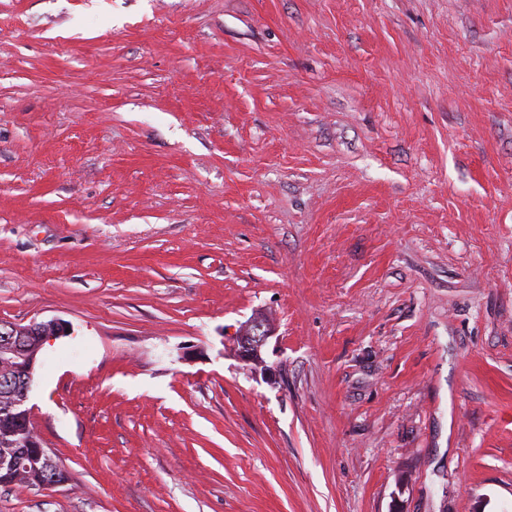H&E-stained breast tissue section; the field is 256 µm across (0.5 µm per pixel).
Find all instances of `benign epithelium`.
<instances>
[{"label": "benign epithelium", "mask_w": 512, "mask_h": 512, "mask_svg": "<svg viewBox=\"0 0 512 512\" xmlns=\"http://www.w3.org/2000/svg\"><path fill=\"white\" fill-rule=\"evenodd\" d=\"M62 333L64 326L59 321L33 323L26 327L12 325L0 329V347L9 350L21 360V363L14 367L15 381L22 391L21 405H26L33 380L34 360L28 357V352L32 349H42L49 338ZM271 336L273 330L270 322L259 314L253 316L241 325L236 334L235 356L240 361L254 366L264 365L261 349Z\"/></svg>", "instance_id": "benign-epithelium-1"}]
</instances>
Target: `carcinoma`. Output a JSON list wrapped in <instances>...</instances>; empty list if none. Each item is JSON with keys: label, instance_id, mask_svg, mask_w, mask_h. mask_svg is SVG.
<instances>
[{"label": "carcinoma", "instance_id": "carcinoma-1", "mask_svg": "<svg viewBox=\"0 0 512 512\" xmlns=\"http://www.w3.org/2000/svg\"><path fill=\"white\" fill-rule=\"evenodd\" d=\"M11 365L10 358L0 352V458L18 454L21 464L15 468L0 465V486L42 487L49 483L53 476L59 481H64L66 475L62 469L26 447L29 419L24 415V411L18 406L5 410L8 403L17 399V396L10 392V385L5 380L6 372Z\"/></svg>", "mask_w": 512, "mask_h": 512}]
</instances>
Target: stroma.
I'll return each mask as SVG.
<instances>
[{
  "label": "stroma",
  "instance_id": "1",
  "mask_svg": "<svg viewBox=\"0 0 512 512\" xmlns=\"http://www.w3.org/2000/svg\"><path fill=\"white\" fill-rule=\"evenodd\" d=\"M51 320L0 512H512V0H0ZM273 335L272 326L268 320L260 314L253 316L241 325L236 334L235 356L242 362L264 366L261 349Z\"/></svg>",
  "mask_w": 512,
  "mask_h": 512
}]
</instances>
